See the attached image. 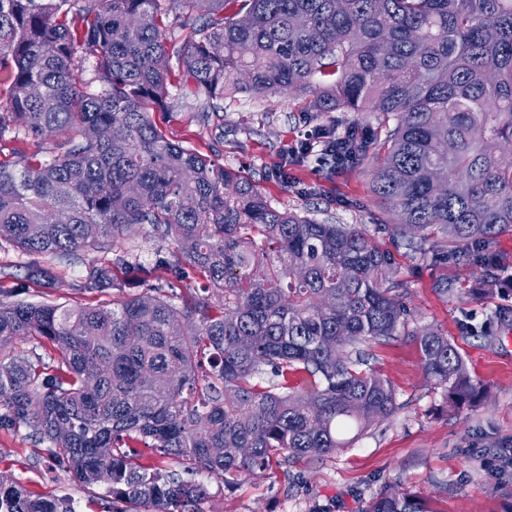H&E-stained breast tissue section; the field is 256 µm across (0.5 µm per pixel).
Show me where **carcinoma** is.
<instances>
[{"mask_svg": "<svg viewBox=\"0 0 512 512\" xmlns=\"http://www.w3.org/2000/svg\"><path fill=\"white\" fill-rule=\"evenodd\" d=\"M200 24L183 41L177 19ZM89 62L92 77L81 78ZM0 139L59 135L60 153L0 162V245L82 260L98 291L147 283L118 243L136 226L176 246L188 296L150 285L118 306L12 301L54 271L0 283V430H29L85 487L153 512H201L206 484L234 483L347 448L396 409L361 343L405 328L393 260L355 224L279 210L256 182L171 141L152 120L169 87L204 112L224 92L295 91L348 119L351 164L374 163L384 230L448 260L512 232V0H0ZM50 348L20 359L5 343ZM423 373L460 406L483 393L456 345L416 333ZM271 368L274 380L257 376ZM222 448L220 456L212 449ZM0 512H75L63 496L0 481ZM364 512H430L385 490Z\"/></svg>", "mask_w": 512, "mask_h": 512, "instance_id": "1", "label": "carcinoma"}]
</instances>
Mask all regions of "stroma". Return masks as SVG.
<instances>
[{
	"mask_svg": "<svg viewBox=\"0 0 512 512\" xmlns=\"http://www.w3.org/2000/svg\"><path fill=\"white\" fill-rule=\"evenodd\" d=\"M152 118L170 139L207 156L218 154L226 167L259 182L272 206L354 224L373 236L393 255L400 298L410 312L405 332L365 350L367 369L394 389L395 413L349 448L288 462L262 478L245 474L227 487L198 473L210 492L203 512H364L388 487L418 495L430 512H512V466L495 476L488 473L489 464L512 448V326L495 327L490 342L476 334L504 302L500 294H482L487 274L482 263L473 258L439 262L377 232L384 214L371 190V164L330 175L307 161L285 162L306 124L333 129L343 113L305 111L296 95L259 97L232 90L224 96L223 111L203 113L175 88L167 111ZM283 162L288 165L284 179L275 174ZM122 245L151 265L153 283L173 280L171 268L155 262L157 251H169L167 242L137 227ZM102 258L90 247L81 263L56 262L55 288L30 286L22 301L78 307L143 292L132 278L124 289L104 294L84 288L89 264ZM439 281L447 282V293L435 290ZM427 327L453 340L484 388L478 401L452 407L444 388L426 379L413 334ZM40 453V443L27 429L0 431V475L36 494L70 497L77 512H104L101 488L81 486L68 473L49 469Z\"/></svg>",
	"mask_w": 512,
	"mask_h": 512,
	"instance_id": "1",
	"label": "stroma"
}]
</instances>
